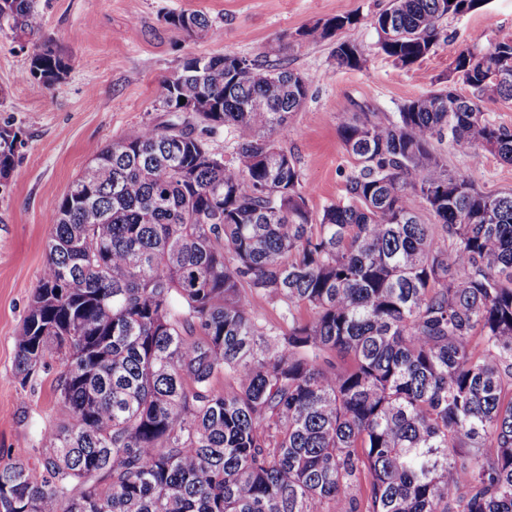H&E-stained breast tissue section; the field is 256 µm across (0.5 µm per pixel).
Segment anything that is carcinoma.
Returning <instances> with one entry per match:
<instances>
[{
	"label": "carcinoma",
	"instance_id": "1",
	"mask_svg": "<svg viewBox=\"0 0 512 512\" xmlns=\"http://www.w3.org/2000/svg\"><path fill=\"white\" fill-rule=\"evenodd\" d=\"M472 8L391 0L371 25L407 67ZM166 22L216 34L198 11ZM3 27L36 34V0H0ZM284 49L186 57L160 103L196 123L96 150L51 209L16 376L57 357L59 416L36 464H0V512H512V192H482L434 148L512 162V132L484 112L512 99V80L485 77L512 41L456 51L469 97L439 88L386 122L340 118L357 171L317 214L275 138L310 87ZM334 55L367 62L346 41ZM67 69L38 50L24 78L48 87ZM223 127L229 161L208 145ZM20 142L0 127V180ZM264 304L288 327L262 321Z\"/></svg>",
	"mask_w": 512,
	"mask_h": 512
}]
</instances>
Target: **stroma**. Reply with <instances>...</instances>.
<instances>
[{"instance_id": "35a3bbf8", "label": "stroma", "mask_w": 512, "mask_h": 512, "mask_svg": "<svg viewBox=\"0 0 512 512\" xmlns=\"http://www.w3.org/2000/svg\"><path fill=\"white\" fill-rule=\"evenodd\" d=\"M389 0H37L43 16L34 36L0 30V126L23 132L24 144L7 193L0 194V464H34L42 431L55 419L56 358L27 380L15 375L16 338L41 278L51 226L50 209L88 165L94 150L143 126H163L173 113L160 103L163 81L188 56L224 52L262 60L266 44L283 39L289 68L311 84L304 108L294 113L280 146L297 160L313 191L311 211L344 198L356 161L337 134L339 118L361 112L375 121L394 118L407 100L452 86L470 89L452 73L456 49L512 40V0H484L476 9L440 23L447 45L403 67L381 52L372 17ZM200 11L219 31L194 40L167 25L165 16ZM350 14L358 22L335 39L308 42L301 31L318 19ZM363 47L366 66H339L336 41ZM38 46L67 61L65 78L52 87L27 79ZM450 171L465 174L485 193L512 192V164L469 149L437 146Z\"/></svg>"}]
</instances>
